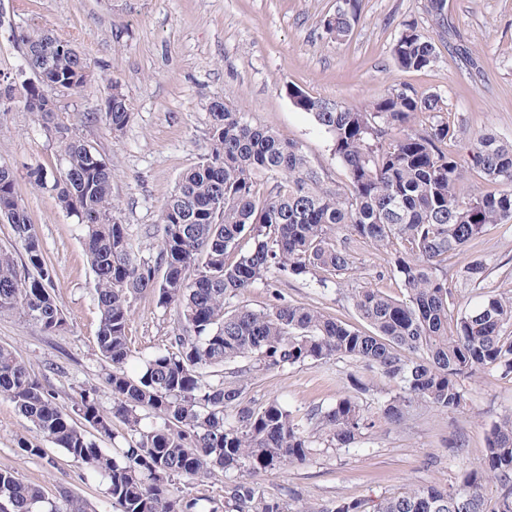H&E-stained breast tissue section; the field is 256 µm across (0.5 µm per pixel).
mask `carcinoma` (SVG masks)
I'll return each mask as SVG.
<instances>
[{
	"instance_id": "1",
	"label": "carcinoma",
	"mask_w": 512,
	"mask_h": 512,
	"mask_svg": "<svg viewBox=\"0 0 512 512\" xmlns=\"http://www.w3.org/2000/svg\"><path fill=\"white\" fill-rule=\"evenodd\" d=\"M359 10L360 0H344L323 28L344 40ZM18 40L25 67L16 75L0 73V97L13 101L22 85L25 110L60 148V169H34L29 179L53 191L83 226L97 279L96 346L109 364L104 384L112 397L105 411L98 388L79 389L74 419L12 350L0 347V398L33 426L32 437L17 441L26 455L43 457V442L63 449L86 477L107 482L113 512H194L191 486L214 468L238 478L209 512H317L289 510L258 477L302 464L322 447H354L376 421L401 422L414 401L455 413L467 404V378L512 379V296L489 291L455 316L448 282L452 257L489 227L512 220V143L474 133L460 160L448 153L456 130L447 120L416 126L417 115L442 110L436 95L393 89L368 104L340 105L302 91L296 108L328 134L346 171L344 183L331 185L301 145L216 99L209 104L205 151L163 203L157 252L145 256L134 250L120 219L102 156L69 121L50 123L58 115L56 99L25 78L38 74L80 93L92 80L87 60L50 34L32 31ZM392 53L400 68L418 70L434 63L436 45L406 21ZM131 115L127 95L114 83L103 111L84 119L104 120L117 139ZM467 165L502 189L460 195ZM1 220L10 224L29 273L19 270L11 250L0 248V314L19 313L47 334L63 330L53 268L20 203L15 175L3 165ZM351 239L389 254L391 273L404 289L399 298L370 282L350 289L370 330L289 302L278 291L260 310L235 304L257 285L272 289L288 278L310 277L325 288L335 277L337 288L349 286L357 272ZM489 270L490 261L476 255L456 275L481 288ZM148 289L157 306L177 309V328L169 347L144 358L132 375V301ZM340 358L393 381L398 392L374 407L341 397L311 411L305 426L277 400L252 404L245 381L222 374L224 365L239 360L271 370ZM115 421L123 433L114 432ZM96 434L114 439L112 450L100 447ZM489 483L498 489L490 509ZM0 512H86V504L68 491L50 500L39 485L0 470ZM322 512H512V413L493 425L482 461L460 482L370 501L338 499Z\"/></svg>"
}]
</instances>
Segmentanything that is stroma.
Masks as SVG:
<instances>
[{
	"label": "stroma",
	"instance_id": "obj_1",
	"mask_svg": "<svg viewBox=\"0 0 512 512\" xmlns=\"http://www.w3.org/2000/svg\"><path fill=\"white\" fill-rule=\"evenodd\" d=\"M427 0H361L349 37L338 41L323 28L336 0H13V30L0 29V72L24 67L18 33L44 30L71 41L87 58L93 80L78 94L59 93L74 114L76 135L93 145L112 170V194L132 242L142 254L157 250L161 206L180 176L199 160L208 138V106L223 100L253 124L302 145L309 161L332 183L346 180L331 142L310 115L286 94L295 85L311 96L360 105L393 89L442 99L441 118L465 131L490 130L512 142V0H447L456 32L442 36L426 12ZM417 23L436 44L435 62L422 70L398 67L392 47L402 24ZM133 105L120 139L104 121L86 122L99 111L112 83ZM0 164L17 189L54 269L55 293L66 318L64 332L49 335L16 314H0V346L14 349L64 412H72L80 387L100 385L107 363L96 348L99 310L96 277L83 229L59 205L54 192L32 184L28 173L54 170L59 149L35 118L14 101L0 114ZM492 260L485 285L512 293V220L490 227L467 255ZM357 265L368 281L394 297L403 290L390 272L386 252L358 249ZM285 298L365 329L335 287L313 280L280 284ZM176 309L157 307L151 293L133 302L132 369L143 357L167 348ZM348 360L305 363L253 372L247 396L261 405L276 399L305 420L351 394ZM467 404L453 415L413 405L401 424L377 422L360 447L329 448L306 464L261 477L266 492L291 508L322 512L336 499H377L408 488L456 482L485 453L491 425L512 413V380L465 381ZM29 424L14 404L0 400V470L38 484L46 497L69 490L94 512H106V483L85 478L62 449L47 446L44 458L18 446ZM463 442L460 461L449 462L450 443Z\"/></svg>",
	"mask_w": 512,
	"mask_h": 512
}]
</instances>
